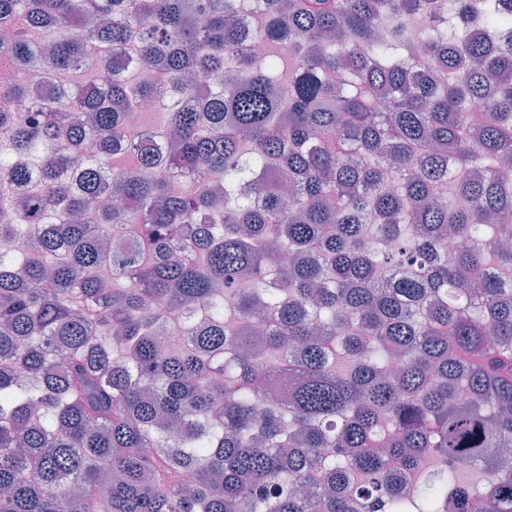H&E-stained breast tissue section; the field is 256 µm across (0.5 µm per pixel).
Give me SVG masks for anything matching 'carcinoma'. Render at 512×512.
<instances>
[{
	"label": "carcinoma",
	"mask_w": 512,
	"mask_h": 512,
	"mask_svg": "<svg viewBox=\"0 0 512 512\" xmlns=\"http://www.w3.org/2000/svg\"><path fill=\"white\" fill-rule=\"evenodd\" d=\"M259 4L0 0V512H512V0Z\"/></svg>",
	"instance_id": "1"
}]
</instances>
